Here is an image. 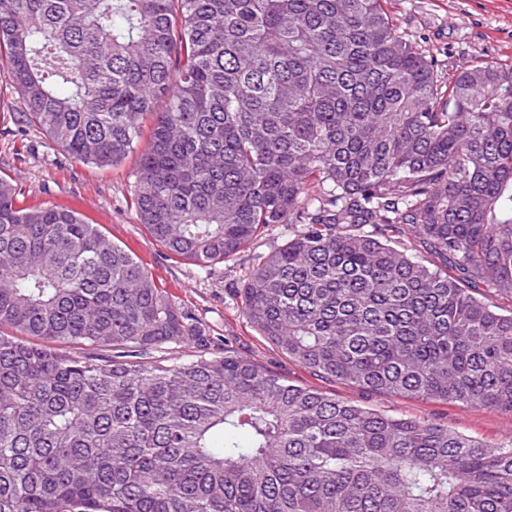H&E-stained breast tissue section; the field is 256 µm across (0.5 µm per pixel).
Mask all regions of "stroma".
Masks as SVG:
<instances>
[{
  "mask_svg": "<svg viewBox=\"0 0 512 512\" xmlns=\"http://www.w3.org/2000/svg\"><path fill=\"white\" fill-rule=\"evenodd\" d=\"M391 10L401 31L439 60L443 75L482 62L512 67V0H392ZM20 110L17 93L0 80V176L16 184L24 205L70 207L89 223L100 225L112 240L131 248L176 305L191 311L212 336L225 339L248 360L277 371L294 384L315 387L389 415L435 417L491 443L512 440V414L461 403L378 396L308 374L250 328L241 314L239 287L258 257L287 238V225L268 230L252 248L208 271L176 260L149 238L130 205L149 135L141 136L123 162L102 169L75 160L40 130L20 123Z\"/></svg>",
  "mask_w": 512,
  "mask_h": 512,
  "instance_id": "35a3bbf8",
  "label": "stroma"
}]
</instances>
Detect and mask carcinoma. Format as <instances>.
Wrapping results in <instances>:
<instances>
[{"mask_svg":"<svg viewBox=\"0 0 512 512\" xmlns=\"http://www.w3.org/2000/svg\"><path fill=\"white\" fill-rule=\"evenodd\" d=\"M389 0H0V77L310 375L512 414V68L442 79ZM164 102L162 111L157 104ZM0 177V512H512V440L296 385ZM191 346L180 363L153 353Z\"/></svg>","mask_w":512,"mask_h":512,"instance_id":"obj_1","label":"carcinoma"}]
</instances>
